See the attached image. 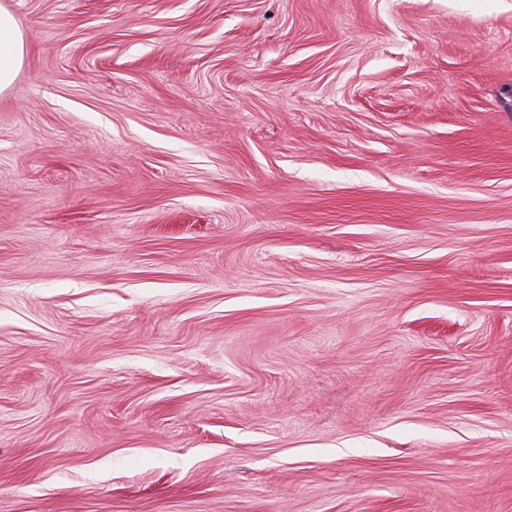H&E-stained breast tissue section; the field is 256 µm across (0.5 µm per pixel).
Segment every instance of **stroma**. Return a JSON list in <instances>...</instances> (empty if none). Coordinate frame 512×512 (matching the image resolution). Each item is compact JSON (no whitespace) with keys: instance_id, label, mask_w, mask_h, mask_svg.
I'll return each mask as SVG.
<instances>
[{"instance_id":"obj_1","label":"stroma","mask_w":512,"mask_h":512,"mask_svg":"<svg viewBox=\"0 0 512 512\" xmlns=\"http://www.w3.org/2000/svg\"><path fill=\"white\" fill-rule=\"evenodd\" d=\"M0 4V512H512V0ZM26 56L27 44L14 15L0 6V94L10 88Z\"/></svg>"}]
</instances>
